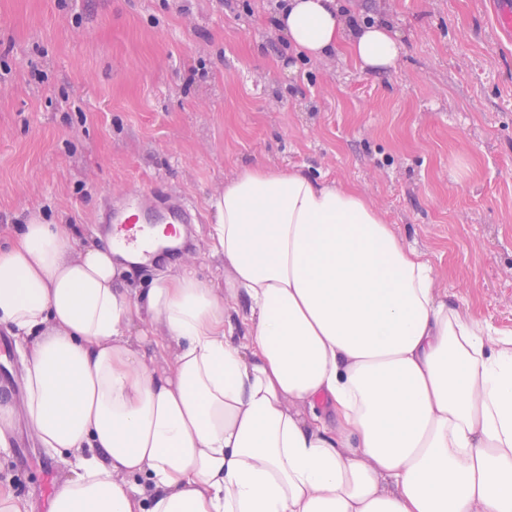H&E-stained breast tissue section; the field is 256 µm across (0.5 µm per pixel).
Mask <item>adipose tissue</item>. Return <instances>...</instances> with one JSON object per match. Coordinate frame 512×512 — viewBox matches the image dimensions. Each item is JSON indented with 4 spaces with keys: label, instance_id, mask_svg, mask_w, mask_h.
Wrapping results in <instances>:
<instances>
[{
    "label": "adipose tissue",
    "instance_id": "obj_1",
    "mask_svg": "<svg viewBox=\"0 0 512 512\" xmlns=\"http://www.w3.org/2000/svg\"><path fill=\"white\" fill-rule=\"evenodd\" d=\"M276 25L365 72L401 51L338 0H286ZM208 207L220 294L186 266L131 291L132 255L73 224L0 237L22 412L73 469L49 512H512V331L440 297L355 188L251 164Z\"/></svg>",
    "mask_w": 512,
    "mask_h": 512
}]
</instances>
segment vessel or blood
Wrapping results in <instances>:
<instances>
[{"label":"vessel or blood","mask_w":512,"mask_h":512,"mask_svg":"<svg viewBox=\"0 0 512 512\" xmlns=\"http://www.w3.org/2000/svg\"><path fill=\"white\" fill-rule=\"evenodd\" d=\"M141 196V190H130L112 205L103 220L112 226L114 246L147 256L151 253L152 243L144 234L145 225H165L167 234L173 235L178 225L194 223L195 217L178 201H166L155 208H145L140 201Z\"/></svg>","instance_id":"1"}]
</instances>
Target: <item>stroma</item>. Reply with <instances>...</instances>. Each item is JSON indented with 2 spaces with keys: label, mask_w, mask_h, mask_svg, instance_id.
<instances>
[{
  "label": "stroma",
  "mask_w": 512,
  "mask_h": 512,
  "mask_svg": "<svg viewBox=\"0 0 512 512\" xmlns=\"http://www.w3.org/2000/svg\"><path fill=\"white\" fill-rule=\"evenodd\" d=\"M277 0H0V234L33 218L105 235L129 189L180 197L188 248L132 265L215 279L207 202L244 165L301 166L350 185L430 259L436 290L512 330V37L498 0H347L389 24L396 70L302 62ZM52 477L44 479L43 464ZM70 465L24 419L0 487L48 512Z\"/></svg>",
  "instance_id": "obj_1"
}]
</instances>
